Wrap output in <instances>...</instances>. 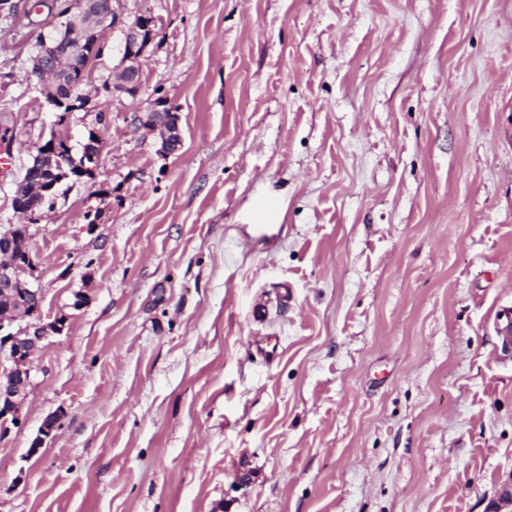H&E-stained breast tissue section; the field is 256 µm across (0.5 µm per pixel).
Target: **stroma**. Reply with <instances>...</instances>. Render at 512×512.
Instances as JSON below:
<instances>
[{
	"mask_svg": "<svg viewBox=\"0 0 512 512\" xmlns=\"http://www.w3.org/2000/svg\"><path fill=\"white\" fill-rule=\"evenodd\" d=\"M112 12L61 118L31 73L55 0H0V228L50 134L103 141L30 225L65 327L0 426V512H487L512 482V0ZM159 97L173 153L141 125ZM154 31L152 30V28ZM159 29L156 22H148L143 15L131 24L125 26L123 38L119 46V53L124 65H129L124 79L115 86L127 95L134 97L138 94L141 83V59L148 45L156 38ZM156 34V35H155ZM142 126L150 131L162 130V149L168 153L177 151L182 145L177 109L168 101L152 104L141 117Z\"/></svg>",
	"mask_w": 512,
	"mask_h": 512,
	"instance_id": "obj_1",
	"label": "stroma"
}]
</instances>
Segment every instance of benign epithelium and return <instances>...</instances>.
I'll use <instances>...</instances> for the list:
<instances>
[{"instance_id":"obj_1","label":"benign epithelium","mask_w":512,"mask_h":512,"mask_svg":"<svg viewBox=\"0 0 512 512\" xmlns=\"http://www.w3.org/2000/svg\"><path fill=\"white\" fill-rule=\"evenodd\" d=\"M115 22L111 0H85L83 11L77 20L88 35L95 37L97 45L100 44L101 28L107 23L113 25ZM155 38L152 23L144 17L125 26L119 53L128 69L124 79L116 85L117 90L131 97L138 94L141 59ZM93 57L95 52H84L76 47L71 51L68 63L70 67L78 68L79 75L82 76ZM58 72L57 62L45 54L41 56V63L34 75L40 79H53L58 77ZM141 123L150 131H163L164 151L172 153L181 147L182 132L177 109L169 102L151 105L141 117ZM36 158L49 159V164L35 166V189L41 191L57 175L56 169L64 167L66 155L61 153V148L54 139L38 147ZM20 228L23 229L24 236H29L27 224H13L6 229H0V299L7 303V307L0 310V414L16 420L19 419L18 404L26 398L33 385L31 356L43 347L51 335L60 333L63 328L59 318L50 323L43 322L39 289L23 283L20 279L19 260L13 257ZM58 422L57 415L46 419L32 442L31 451L35 452L44 445Z\"/></svg>"}]
</instances>
